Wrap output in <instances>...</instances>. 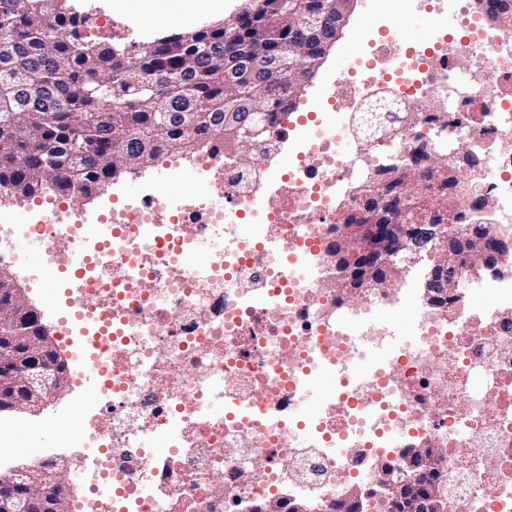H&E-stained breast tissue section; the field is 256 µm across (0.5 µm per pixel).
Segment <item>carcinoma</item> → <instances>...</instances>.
Masks as SVG:
<instances>
[{
    "label": "carcinoma",
    "instance_id": "1",
    "mask_svg": "<svg viewBox=\"0 0 512 512\" xmlns=\"http://www.w3.org/2000/svg\"><path fill=\"white\" fill-rule=\"evenodd\" d=\"M64 2L0 0V188L19 198L47 189L89 195L119 169L164 150L227 146L246 162L247 130L255 126L266 138L301 92L266 69L226 82L224 44L252 41L267 55L315 64L302 17L281 14L271 31H254V20L272 11L270 0H246L223 23L161 37L139 52L86 39L79 28L87 19L69 15ZM427 170L439 173L431 192L423 190ZM459 170L422 146L415 162L396 160L379 181L358 184L345 223L463 229Z\"/></svg>",
    "mask_w": 512,
    "mask_h": 512
}]
</instances>
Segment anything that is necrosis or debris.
<instances>
[{"label":"necrosis or debris","instance_id":"1","mask_svg":"<svg viewBox=\"0 0 512 512\" xmlns=\"http://www.w3.org/2000/svg\"><path fill=\"white\" fill-rule=\"evenodd\" d=\"M406 3L432 9L429 45H408L396 19L373 38L365 20L367 57L328 79L314 126L276 119L252 162L173 156L184 179L168 201L146 190L92 216L57 207L0 225V263L20 262L17 239L37 235L48 262L82 270L62 336L102 403L61 414L82 437L78 512H244L286 493L332 512L348 480L407 446L442 449L448 512H512V275L470 270L446 309L422 310L411 340L350 377L355 350L381 348L388 312L415 298L380 286L352 304L332 287L349 181L436 139L451 160L475 146L467 176L491 202L483 220L512 238V23L487 24V0ZM462 57L474 65L464 81ZM379 97L397 136L374 130ZM283 153L294 162L274 172ZM188 252L201 263L188 267ZM326 371L335 381L298 420Z\"/></svg>","mask_w":512,"mask_h":512}]
</instances>
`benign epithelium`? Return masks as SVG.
<instances>
[{
  "mask_svg": "<svg viewBox=\"0 0 512 512\" xmlns=\"http://www.w3.org/2000/svg\"><path fill=\"white\" fill-rule=\"evenodd\" d=\"M358 0H347L346 7L336 19L311 17L310 28L329 34L325 45L332 44L341 34ZM281 67L298 85L304 87L315 76L317 67H300L288 56L274 61L270 68ZM338 242L354 236L358 248L331 252L334 265L341 268L340 276L351 274L354 263L361 255L372 258L382 256L390 273L400 277L423 259L432 256L439 248L447 247L452 235L445 224H391L387 227L338 225ZM505 242L498 235L494 224H487L480 237L470 238L468 256L477 266L487 268L497 275H509L512 268L500 264L505 253ZM445 265H435L425 277L422 299L429 307L437 306L441 296L447 293L450 281L443 276ZM8 289L9 303L0 308V338L11 342L21 350L20 356L28 363L5 358L0 361V411L43 410L68 385V371L61 362H42L38 356L57 350L54 336L41 322L40 312L29 303L24 293L7 269L0 270V288ZM441 468V449L403 448L395 467H381L374 475L379 494L392 512H443L445 497L443 482L436 479ZM71 462L59 457L47 466L20 464L13 469L12 485L26 489V493L12 495L0 493V512H32L39 504L44 512H67L73 501V486L69 481ZM51 480L49 488L37 491L44 480Z\"/></svg>",
  "mask_w": 512,
  "mask_h": 512,
  "instance_id": "benign-epithelium-1",
  "label": "benign epithelium"
}]
</instances>
